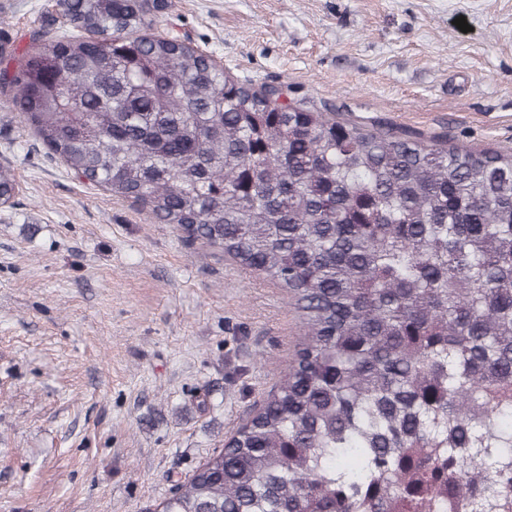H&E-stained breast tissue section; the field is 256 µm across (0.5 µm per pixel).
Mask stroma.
Segmentation results:
<instances>
[{
  "label": "stroma",
  "mask_w": 512,
  "mask_h": 512,
  "mask_svg": "<svg viewBox=\"0 0 512 512\" xmlns=\"http://www.w3.org/2000/svg\"><path fill=\"white\" fill-rule=\"evenodd\" d=\"M58 9L0 0L23 51ZM465 17L464 33L455 20ZM227 73L344 118L512 152V0H168ZM0 512H147L295 362L293 294L72 178L0 95Z\"/></svg>",
  "instance_id": "obj_1"
}]
</instances>
